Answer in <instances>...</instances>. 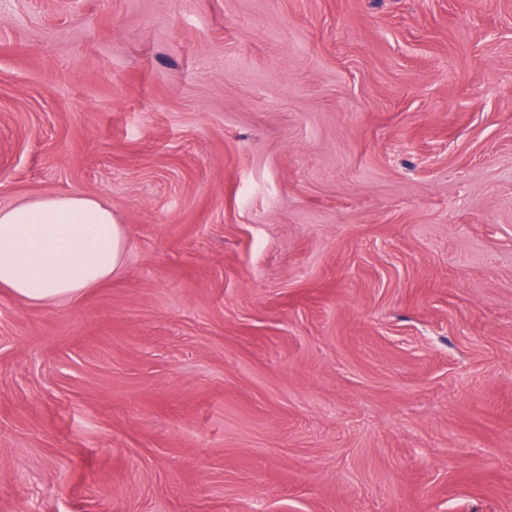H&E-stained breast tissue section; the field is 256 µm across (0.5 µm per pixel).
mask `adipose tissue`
<instances>
[{"label": "adipose tissue", "mask_w": 512, "mask_h": 512, "mask_svg": "<svg viewBox=\"0 0 512 512\" xmlns=\"http://www.w3.org/2000/svg\"><path fill=\"white\" fill-rule=\"evenodd\" d=\"M126 230L84 194L36 196L0 208V288L32 304L81 296L122 268Z\"/></svg>", "instance_id": "obj_1"}]
</instances>
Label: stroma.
Instances as JSON below:
<instances>
[{
	"label": "stroma",
	"instance_id": "stroma-1",
	"mask_svg": "<svg viewBox=\"0 0 512 512\" xmlns=\"http://www.w3.org/2000/svg\"><path fill=\"white\" fill-rule=\"evenodd\" d=\"M0 512H512V0H0ZM124 224L84 194L36 196L0 208V288L32 304L81 296L122 268Z\"/></svg>",
	"mask_w": 512,
	"mask_h": 512
}]
</instances>
